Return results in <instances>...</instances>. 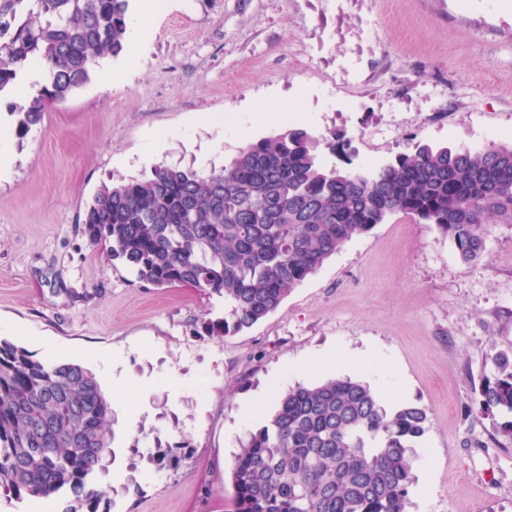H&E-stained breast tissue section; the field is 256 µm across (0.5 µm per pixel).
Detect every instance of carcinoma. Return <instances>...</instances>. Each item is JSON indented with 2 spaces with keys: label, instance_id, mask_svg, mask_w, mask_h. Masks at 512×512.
Here are the masks:
<instances>
[{
  "label": "carcinoma",
  "instance_id": "cac0c4a2",
  "mask_svg": "<svg viewBox=\"0 0 512 512\" xmlns=\"http://www.w3.org/2000/svg\"><path fill=\"white\" fill-rule=\"evenodd\" d=\"M129 20L130 0H0V95L24 68L48 73L27 104L7 103L18 135L89 83L100 58L124 51ZM322 145L336 151V133L291 128L246 143L220 169L158 165L104 183L82 232L143 283L223 298L224 317L201 325L224 336L275 312L346 241L394 215L436 225L466 263L484 253L490 217L512 224V144L472 154L419 142L362 171L326 167ZM478 406L508 416L502 433L512 437L511 357L496 359ZM428 421L424 407L387 406L351 376L291 387L234 458L235 512H405ZM112 422L91 370L0 340V496L108 512L96 477ZM154 462L175 471L182 456L160 448Z\"/></svg>",
  "mask_w": 512,
  "mask_h": 512
}]
</instances>
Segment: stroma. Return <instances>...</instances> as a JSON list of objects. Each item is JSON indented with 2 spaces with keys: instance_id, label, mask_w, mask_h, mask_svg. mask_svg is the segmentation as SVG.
Here are the masks:
<instances>
[{
  "instance_id": "obj_1",
  "label": "stroma",
  "mask_w": 512,
  "mask_h": 512,
  "mask_svg": "<svg viewBox=\"0 0 512 512\" xmlns=\"http://www.w3.org/2000/svg\"><path fill=\"white\" fill-rule=\"evenodd\" d=\"M139 56L92 81L25 136L0 178V339L107 382L148 383L129 423L113 401L111 512H234L230 468L289 387L341 374L425 407L406 512H512V437L475 391L512 354V226L491 221L467 264L403 214L345 242L253 328L206 334L224 301L155 287L90 245L79 217L109 179L157 165L208 170L288 128L336 132L326 166L359 171L417 142L477 152L512 141V0H167ZM160 448L180 449L178 470Z\"/></svg>"
}]
</instances>
